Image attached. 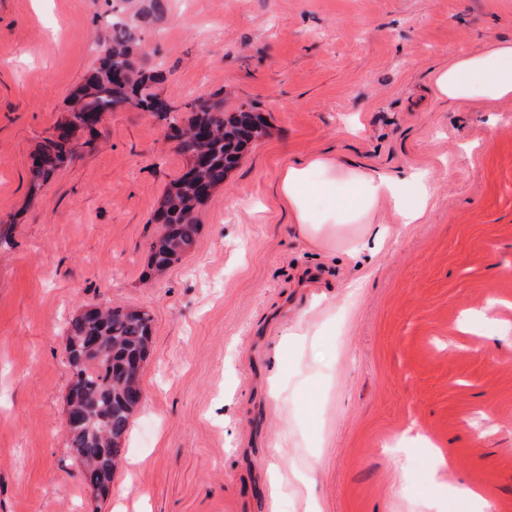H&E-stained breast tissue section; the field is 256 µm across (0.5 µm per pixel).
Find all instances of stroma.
<instances>
[{"label": "stroma", "mask_w": 512, "mask_h": 512, "mask_svg": "<svg viewBox=\"0 0 512 512\" xmlns=\"http://www.w3.org/2000/svg\"><path fill=\"white\" fill-rule=\"evenodd\" d=\"M153 92L252 104L272 127L164 273L152 216L189 166L149 113L106 114L39 191L31 157L105 32L102 0H0V512H512V99L434 75L512 44V0H167ZM325 156L426 172L371 263L298 237L276 185ZM152 318L143 402L106 496L65 426L71 318ZM278 373L280 394L269 391ZM282 457L279 503L268 465ZM473 487L478 499L460 497Z\"/></svg>", "instance_id": "stroma-1"}]
</instances>
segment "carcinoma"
Segmentation results:
<instances>
[{
    "label": "carcinoma",
    "instance_id": "obj_1",
    "mask_svg": "<svg viewBox=\"0 0 512 512\" xmlns=\"http://www.w3.org/2000/svg\"><path fill=\"white\" fill-rule=\"evenodd\" d=\"M107 34L99 44L96 64L85 75L71 102L69 117L59 124L34 156L30 181L41 187L70 160L73 139L92 130L108 112L127 104L165 122L178 138L189 169L172 181L153 221L165 226L152 242L150 263L158 271L179 260L199 232L197 213L211 192L224 184L228 171L245 148L268 134L266 121L249 105L224 114L221 101L194 99L175 106L150 91L161 73L142 68L146 55L143 34L161 27L165 0H104ZM148 313L124 307L105 312L86 310L69 323L67 351L74 382L67 404L83 424L70 431L71 444L83 464L85 483L109 492L122 459L132 416L142 402L141 377L151 343ZM88 361H81L83 355Z\"/></svg>",
    "mask_w": 512,
    "mask_h": 512
}]
</instances>
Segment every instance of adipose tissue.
I'll use <instances>...</instances> for the list:
<instances>
[{"mask_svg": "<svg viewBox=\"0 0 512 512\" xmlns=\"http://www.w3.org/2000/svg\"><path fill=\"white\" fill-rule=\"evenodd\" d=\"M435 85L447 100L474 96L490 100L511 98L512 44L458 60L437 74ZM277 190L287 202L300 234L312 242L337 225L371 213L384 201L391 204L403 223H417L431 196L424 174L368 173L324 157L288 166Z\"/></svg>", "mask_w": 512, "mask_h": 512, "instance_id": "ef3b65f1", "label": "adipose tissue"}]
</instances>
